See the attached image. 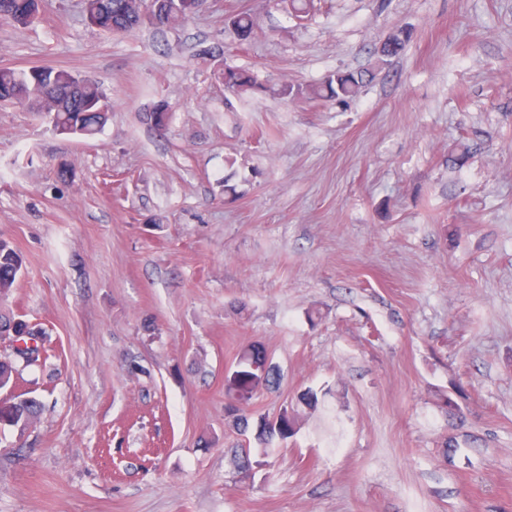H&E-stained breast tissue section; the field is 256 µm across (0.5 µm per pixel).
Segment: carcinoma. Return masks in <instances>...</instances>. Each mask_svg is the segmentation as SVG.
I'll return each mask as SVG.
<instances>
[{
  "mask_svg": "<svg viewBox=\"0 0 512 512\" xmlns=\"http://www.w3.org/2000/svg\"><path fill=\"white\" fill-rule=\"evenodd\" d=\"M151 0H83V11L90 16L104 17L100 30L112 34L127 33L139 27L138 13L141 7L149 6ZM34 0H0V19L9 20L19 26H27L26 15L36 9ZM188 15L178 0H169V7L159 16V24L176 25L185 22ZM238 38L249 41L254 31L250 13L240 12L230 19ZM407 37L397 34L384 42L378 50L380 58L397 56L404 48ZM216 81L224 89L243 96L264 90L248 71L231 66H219L213 71ZM375 73L335 72L307 89L287 82L281 83L275 94L290 99L305 94L311 99L347 101L356 97ZM25 100L34 112L49 113L55 124L66 130L81 132L92 137L102 131L109 119L110 100L97 83L80 85L72 71L62 67L43 66L32 72L26 69L0 68V102ZM23 273V260L9 242L0 240V299L7 296ZM38 335L46 331L10 313H0V336ZM15 367L8 357L0 359V390L12 387ZM40 402L23 394H9L0 399V425L28 427L38 414ZM295 421L284 413L280 419L269 421L260 418L259 443L266 444L277 437L284 440L292 436Z\"/></svg>",
  "mask_w": 512,
  "mask_h": 512,
  "instance_id": "obj_1",
  "label": "carcinoma"
}]
</instances>
